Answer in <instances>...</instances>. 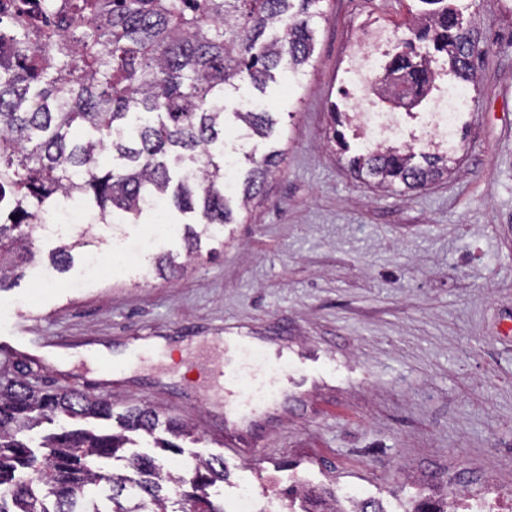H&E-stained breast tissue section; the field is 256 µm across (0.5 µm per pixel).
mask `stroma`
<instances>
[{
  "label": "stroma",
  "instance_id": "1",
  "mask_svg": "<svg viewBox=\"0 0 512 512\" xmlns=\"http://www.w3.org/2000/svg\"><path fill=\"white\" fill-rule=\"evenodd\" d=\"M482 53L456 131L458 163L422 189L360 179L332 140L354 54L376 29L405 33L421 0H322L314 60L300 79L269 83L283 113V160L263 201L228 225L212 254L157 277L156 254L179 243L128 224L131 247L112 260V234L92 228L88 273L27 267L0 292V336L17 316L63 306L31 333L69 351L60 367L27 361L48 389L149 408L192 427L168 464L220 456L232 503L248 488L258 512H279L286 487L328 486L338 500L404 505L497 502L512 512V0H455ZM250 336L276 361L242 354L262 391L242 397L253 420L248 461L226 453L224 397L212 385L222 339ZM153 339L156 359L106 378L97 346L120 352Z\"/></svg>",
  "mask_w": 512,
  "mask_h": 512
}]
</instances>
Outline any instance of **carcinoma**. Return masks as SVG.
<instances>
[{
    "mask_svg": "<svg viewBox=\"0 0 512 512\" xmlns=\"http://www.w3.org/2000/svg\"><path fill=\"white\" fill-rule=\"evenodd\" d=\"M321 0H0V290L36 260L34 233L70 200L104 224H138L161 199L195 217L184 225L186 257L200 252L259 197L282 150L262 157L246 143L274 140L278 113L262 100L228 108L247 84L263 93L275 73L297 77L311 63ZM430 6L413 37L384 54L374 95L402 73L427 99L435 72L424 47L443 53L449 72L472 83L478 45L452 0ZM244 134L234 184L224 188L225 131ZM109 154L111 162L103 164ZM453 162L437 146L365 149L350 164L379 186L422 187ZM79 239L59 242L51 265L68 270ZM28 371L0 378V512H224L209 488L224 481V459H197L189 478L160 461L181 447L157 435H190L173 418L132 407L120 413L77 389L46 390ZM113 420L119 430L76 426ZM53 429L35 439L31 432ZM155 452L126 457L129 434ZM125 461V471L110 461ZM321 505L302 512H353L329 490L298 491Z\"/></svg>",
    "mask_w": 512,
    "mask_h": 512,
    "instance_id": "carcinoma-1",
    "label": "carcinoma"
}]
</instances>
